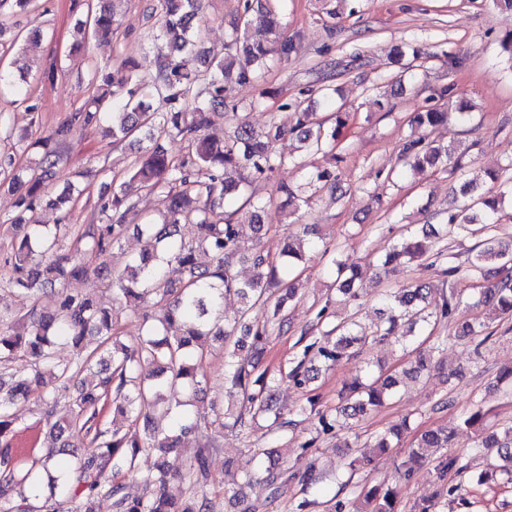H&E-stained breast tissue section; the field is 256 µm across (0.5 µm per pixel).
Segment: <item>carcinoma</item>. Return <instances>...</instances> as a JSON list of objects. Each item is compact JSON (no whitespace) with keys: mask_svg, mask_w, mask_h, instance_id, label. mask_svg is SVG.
Listing matches in <instances>:
<instances>
[{"mask_svg":"<svg viewBox=\"0 0 512 512\" xmlns=\"http://www.w3.org/2000/svg\"><path fill=\"white\" fill-rule=\"evenodd\" d=\"M118 0H73L72 8L81 9L76 28L80 49L90 39L112 37ZM281 0H240L238 15L230 22L224 48L220 53L198 51L203 42L195 20L202 0H160L164 25L159 37L163 61L153 72H142L141 64L125 58L110 67L95 66L91 82L95 94L69 112L50 134L37 141L42 148L36 166L17 167L12 157L0 162V185L17 195L15 216L0 224L13 230L8 250L0 252V288L22 301L13 317L0 316V512H28L26 492L46 494L49 512H87L80 489L89 495L111 501L112 512H215L211 498L213 477L209 464L213 444L205 440L194 449L177 479L187 486L182 502L169 494L170 475L165 453L177 447L188 432L208 433L220 418L213 420L186 409L178 399L180 392H199L206 383L203 364L210 343L224 345L226 371L224 383L240 392L243 401L233 415L230 427L247 436L255 420L270 410L271 383L275 377L259 370L266 341L273 331L291 329L288 303L298 295L292 272L316 248L312 239L285 238L274 257L255 245L241 244L239 224L247 222L264 227L265 206L247 196L248 173L259 179L284 165L305 167L304 154L280 153L278 142L293 136L305 154L327 155L336 147L348 126L350 113L337 104L333 92L322 88L300 93L282 108L292 110L294 123L286 127L272 123L258 131L247 124L227 134L213 127L212 111L236 109L226 96L225 82L256 83L274 58L288 59L291 43L284 36L280 21ZM195 54L201 66L189 70L184 55ZM25 78L15 77L0 68V90L17 95L15 102L27 104ZM450 88L433 95L439 103L410 116L409 124L419 130L444 125L451 120L470 121L472 113L453 107L447 99ZM109 122L112 142L130 147L134 160L125 179L110 182L111 191L100 208V220L81 225L74 244L64 246L66 225L49 227L38 224L30 214L43 200L44 183L55 175L63 162L64 149L76 132H88ZM179 137L188 151L171 156L165 141ZM460 145L454 142L428 141L425 136L403 146L402 166L413 172L427 168H462ZM484 177L497 191L487 194L476 179L466 180L460 188V200L448 211V232L463 231L479 238L471 250L466 267L455 262L454 254L440 245L441 237L426 230L411 242L397 244L386 252L381 267L393 271L414 260L440 266L448 278V290L437 297L423 284L401 292L383 295L390 307L388 327H379L368 338L352 333L345 321L314 338L304 346L302 357L288 373L298 386L310 380L312 364L335 363L356 355L357 346L368 339L388 341L395 334L396 322L405 317L411 323L429 324L438 320L454 323V337L483 344L489 335L485 324L457 318L463 294L457 288L461 274L472 279L494 281L480 284L476 305L489 307L500 318L512 317V248L491 236L490 229L502 216V203L512 199V175L488 169ZM340 176L327 167L315 166L306 182L293 188L286 184L278 191L293 215L306 203L305 193L324 187L331 194L340 190ZM145 191L162 197L164 210L159 218H146L130 225L138 216L137 195ZM145 239L141 251L131 256L122 270H112L107 258L129 228ZM247 262L253 268L250 279L238 278L235 267ZM336 290L357 297L356 283L363 271L357 264L331 260ZM90 282L112 292L113 300L125 302L141 311L142 334L136 348L117 342L116 320L112 310L101 308L92 295L56 285ZM281 289V295L268 308L261 321L248 320L250 311L270 300L269 291ZM57 292L58 307L53 311L38 308L40 297ZM236 294L243 302L240 318L230 323L224 316V294ZM422 346L406 373L417 375L431 365V353L448 345V340L425 348L427 339L413 337ZM68 345L73 360L60 363L56 348ZM250 351L249 360L237 355ZM21 357L33 359L27 372L14 369ZM81 380L74 395L67 384ZM397 378L364 370L361 377L345 385L339 402L332 409H316L320 398H308L309 411L317 412L320 433L337 435L352 427L371 410L381 407L394 394ZM36 398L54 439L67 437L64 446L82 448L74 465L62 467L56 448L25 466L12 454L14 409L20 402ZM66 401L69 415L55 418L60 401ZM122 416L125 426H112L100 419L107 405ZM486 413L478 408L463 419L462 427L472 433V451L496 453L501 464L472 478L480 487L489 482L512 484V426L499 432L485 424ZM407 421L376 435L364 447L386 453L396 447ZM456 431L446 427L421 434L415 447L402 462L401 476L409 477L429 458V449L446 448ZM155 457L152 467L143 471L139 461ZM467 465L458 455L445 454L434 465L436 478L448 495H457ZM140 480L142 494L131 497L125 478ZM336 512H398L397 488L380 483L359 490L353 498L336 501Z\"/></svg>","mask_w":512,"mask_h":512,"instance_id":"cac0c4a2","label":"carcinoma"}]
</instances>
